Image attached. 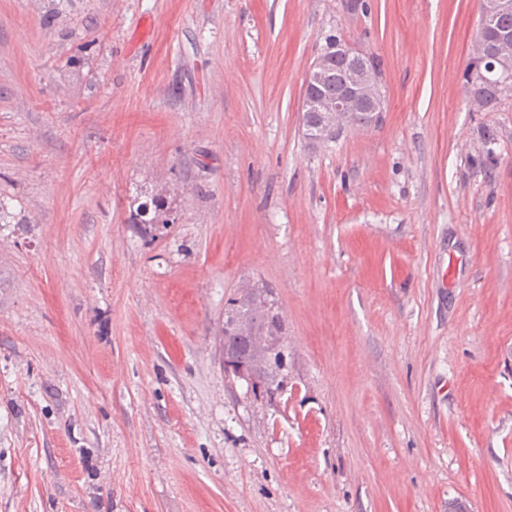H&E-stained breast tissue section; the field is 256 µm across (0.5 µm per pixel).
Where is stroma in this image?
<instances>
[{
  "instance_id": "35a3bbf8",
  "label": "stroma",
  "mask_w": 512,
  "mask_h": 512,
  "mask_svg": "<svg viewBox=\"0 0 512 512\" xmlns=\"http://www.w3.org/2000/svg\"><path fill=\"white\" fill-rule=\"evenodd\" d=\"M478 27L477 0H0V512H512V89L471 111ZM331 35L386 105L314 147ZM254 283L271 397L222 364ZM165 204L159 198H151L149 201L141 202L136 210V224H147L150 229L156 227V224H163L165 227L169 224L164 212ZM254 285L258 291L259 301L248 313L257 329L270 336H262L258 333L254 325L245 317L232 319L229 323H225L224 329L247 340L256 355L267 356L271 351L284 350L282 339L277 336L281 333L282 324L272 311L274 303L267 287L263 284ZM224 329L222 328V332H225Z\"/></svg>"
}]
</instances>
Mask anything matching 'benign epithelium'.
Returning a JSON list of instances; mask_svg holds the SVG:
<instances>
[{
    "mask_svg": "<svg viewBox=\"0 0 512 512\" xmlns=\"http://www.w3.org/2000/svg\"><path fill=\"white\" fill-rule=\"evenodd\" d=\"M512 8V0H482V27L490 26L493 18ZM472 56L485 65L480 79L491 83L493 77L512 78V32H499L492 41L478 39L472 47ZM367 54L347 41H336L327 45L309 66L304 87L319 85L333 62L347 64L343 74L344 90L335 100L318 99L303 95L301 112H318L321 124L310 126L302 121L304 135L313 146L330 138L336 131L350 124L351 117L365 111L376 122L379 113L384 111L385 96L381 84L366 62ZM225 329L247 340L253 352L266 356L270 352L284 349L279 336H263L245 317L235 318L225 324ZM224 373L228 377L243 380L252 388L262 386V373L251 364L234 360L227 352H222Z\"/></svg>",
    "mask_w": 512,
    "mask_h": 512,
    "instance_id": "benign-epithelium-1",
    "label": "benign epithelium"
}]
</instances>
